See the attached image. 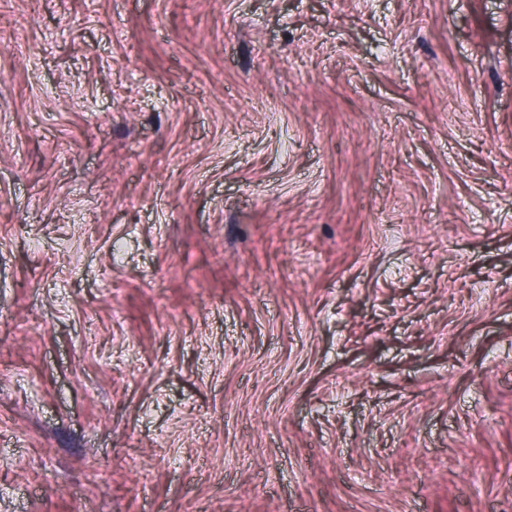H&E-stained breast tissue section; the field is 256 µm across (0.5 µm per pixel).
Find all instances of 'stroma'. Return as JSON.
Wrapping results in <instances>:
<instances>
[{
    "label": "stroma",
    "mask_w": 512,
    "mask_h": 512,
    "mask_svg": "<svg viewBox=\"0 0 512 512\" xmlns=\"http://www.w3.org/2000/svg\"><path fill=\"white\" fill-rule=\"evenodd\" d=\"M0 512H512V0H0Z\"/></svg>",
    "instance_id": "1"
}]
</instances>
